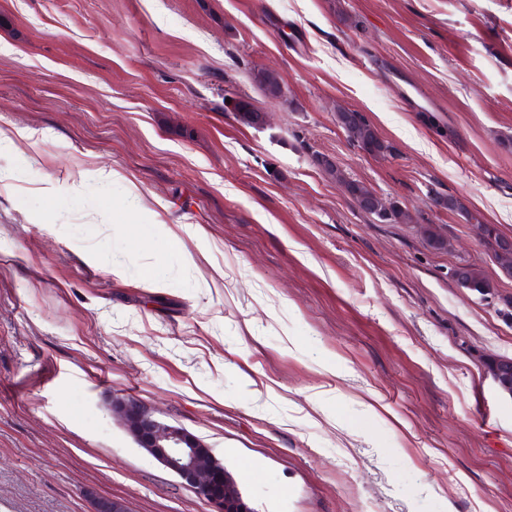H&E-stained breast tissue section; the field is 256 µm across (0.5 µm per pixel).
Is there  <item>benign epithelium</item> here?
Listing matches in <instances>:
<instances>
[{"mask_svg": "<svg viewBox=\"0 0 512 512\" xmlns=\"http://www.w3.org/2000/svg\"><path fill=\"white\" fill-rule=\"evenodd\" d=\"M117 415L137 445L214 507V512H252L224 466L204 456V444L182 427L132 399H115Z\"/></svg>", "mask_w": 512, "mask_h": 512, "instance_id": "7a95c632", "label": "benign epithelium"}]
</instances>
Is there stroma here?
<instances>
[{"label": "stroma", "instance_id": "obj_1", "mask_svg": "<svg viewBox=\"0 0 512 512\" xmlns=\"http://www.w3.org/2000/svg\"><path fill=\"white\" fill-rule=\"evenodd\" d=\"M510 135L512 0H0V512H213L116 398L252 512H512ZM337 119L349 137L364 152L371 155H383L388 152L389 146L378 136L361 113H338ZM348 192L360 205L361 209L365 212L374 215L375 217L381 212H389L387 223L391 224H407L412 221V216L408 210L402 209L393 202H389L383 198H378L372 195L368 206L362 205V198L365 194H370L364 186L356 182H345ZM372 193V192H371ZM373 194V193H372ZM461 287L485 296L493 292L495 285L484 275L480 268L468 264L464 268ZM112 412L140 448L209 502L215 512H252L220 461L212 452V460L204 456L202 448L206 446L196 436L136 400L115 399Z\"/></svg>", "mask_w": 512, "mask_h": 512}]
</instances>
